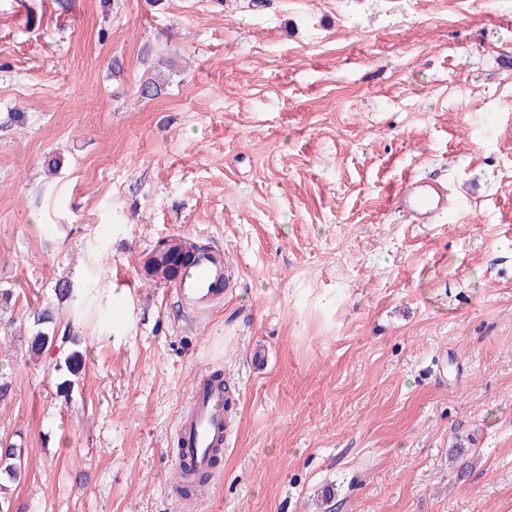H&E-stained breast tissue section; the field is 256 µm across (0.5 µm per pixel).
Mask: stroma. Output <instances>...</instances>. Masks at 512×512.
Listing matches in <instances>:
<instances>
[{"instance_id":"1","label":"stroma","mask_w":512,"mask_h":512,"mask_svg":"<svg viewBox=\"0 0 512 512\" xmlns=\"http://www.w3.org/2000/svg\"><path fill=\"white\" fill-rule=\"evenodd\" d=\"M412 174L459 210L405 221ZM176 236L237 265L209 312L143 271ZM201 368L236 422L189 507ZM2 383L15 512H512V0H0ZM30 318L34 327L31 336L33 351L45 353L55 347L59 353H63L75 345L77 338L71 320L58 322V318L48 309L34 310Z\"/></svg>"}]
</instances>
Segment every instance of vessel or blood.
Returning <instances> with one entry per match:
<instances>
[{"instance_id": "b4317fda", "label": "vessel or blood", "mask_w": 512, "mask_h": 512, "mask_svg": "<svg viewBox=\"0 0 512 512\" xmlns=\"http://www.w3.org/2000/svg\"><path fill=\"white\" fill-rule=\"evenodd\" d=\"M394 210L413 224H432L453 210L446 184L413 176L394 196ZM237 281L234 266L228 263L223 248L213 247L198 253L189 267L172 280L177 293L195 310L204 312L231 292ZM231 430L227 392L222 382L208 374L195 376L191 409L176 422L181 443L178 478L214 475L213 458L223 447Z\"/></svg>"}]
</instances>
